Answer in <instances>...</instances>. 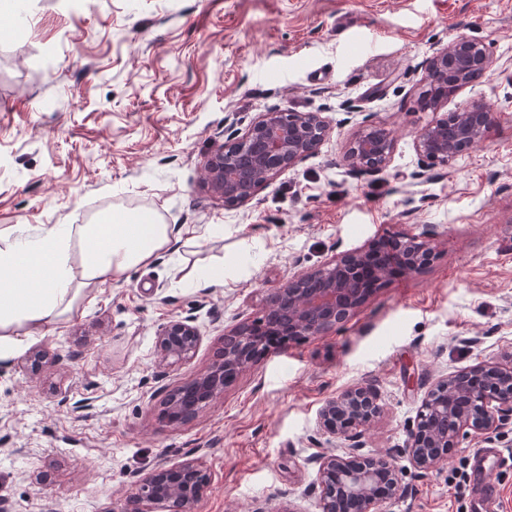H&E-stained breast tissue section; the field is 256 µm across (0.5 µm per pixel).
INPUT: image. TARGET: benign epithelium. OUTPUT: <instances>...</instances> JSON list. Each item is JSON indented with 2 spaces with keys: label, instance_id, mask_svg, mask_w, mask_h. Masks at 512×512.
Masks as SVG:
<instances>
[{
  "label": "benign epithelium",
  "instance_id": "benign-epithelium-1",
  "mask_svg": "<svg viewBox=\"0 0 512 512\" xmlns=\"http://www.w3.org/2000/svg\"><path fill=\"white\" fill-rule=\"evenodd\" d=\"M494 62L485 43L461 34L437 48L424 62V82L441 78L455 94L480 72L491 75ZM435 116L414 137L419 170L411 174L423 179L427 172L444 168L456 157L487 141L494 126L488 104L472 102L453 113ZM227 140L203 163L204 181L228 203L252 200L262 186L286 170L314 157L331 134L320 112H289L273 108L262 113L248 131L237 137L224 129ZM395 137L386 128L363 129L353 135L342 155V163L357 173L377 172L391 159ZM435 231L392 238L382 247L354 248L340 252L332 261L299 272L267 294L265 315L273 316V327L284 336H320L348 320L369 296L399 266L407 275L418 273L435 256ZM200 341L191 317L170 320L157 329L156 348L165 362L189 359ZM252 347L242 346L224 356L205 372L170 390L161 401L162 417L171 423L187 420L198 408L216 400L253 363ZM380 407L368 385L348 387L329 398L320 409L317 428L329 445L342 452L314 456L307 463L316 468L321 512H340L335 486L355 499L361 512H380L383 493L395 496L401 490L396 462L387 456L365 457L359 453V437L378 416ZM512 418V366L483 363L440 380L423 401L416 427L408 435L404 454L414 467L432 471L446 461L463 435L489 434ZM209 476L195 462L176 468L159 467L138 480L137 493L124 512H149L150 504L180 503L179 512H194Z\"/></svg>",
  "mask_w": 512,
  "mask_h": 512
}]
</instances>
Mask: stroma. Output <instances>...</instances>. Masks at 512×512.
<instances>
[{"label": "stroma", "instance_id": "1", "mask_svg": "<svg viewBox=\"0 0 512 512\" xmlns=\"http://www.w3.org/2000/svg\"><path fill=\"white\" fill-rule=\"evenodd\" d=\"M460 34L486 43L493 74L442 109L482 101L496 126L414 186V135L432 118L417 103L421 65ZM274 107L323 113L330 138L251 202L225 205L202 164L225 122L242 134ZM372 124L394 133L391 160L351 174L345 145ZM115 209L198 232L0 367V512H123L137 479L187 461L209 475L196 512H320L307 464L326 451L317 412L362 382L381 412L361 452L392 455L404 487L382 512H471L474 488L451 470L481 448L512 455V420L428 473L403 448L437 381L512 364V0H0V227ZM426 225L436 256L422 272L390 278L327 335L266 351L194 418L160 422L164 392L207 370L225 327L260 317L269 290ZM205 266L223 283L196 287ZM189 316L194 356L160 362L158 326ZM35 352L46 366L32 368Z\"/></svg>", "mask_w": 512, "mask_h": 512}]
</instances>
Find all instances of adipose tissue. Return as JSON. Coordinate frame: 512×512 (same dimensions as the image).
Masks as SVG:
<instances>
[{
    "mask_svg": "<svg viewBox=\"0 0 512 512\" xmlns=\"http://www.w3.org/2000/svg\"><path fill=\"white\" fill-rule=\"evenodd\" d=\"M154 213L115 211L95 224H44L37 234L0 229V365L32 328L68 319L95 288L163 256L187 234Z\"/></svg>",
    "mask_w": 512,
    "mask_h": 512,
    "instance_id": "obj_1",
    "label": "adipose tissue"
}]
</instances>
